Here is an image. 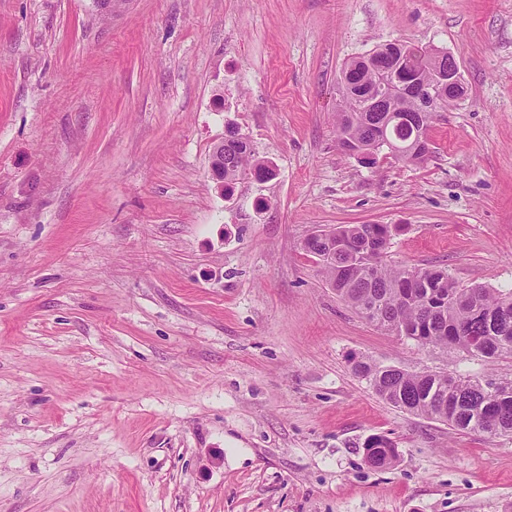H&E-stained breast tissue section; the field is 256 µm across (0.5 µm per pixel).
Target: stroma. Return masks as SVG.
<instances>
[{
  "instance_id": "stroma-1",
  "label": "stroma",
  "mask_w": 512,
  "mask_h": 512,
  "mask_svg": "<svg viewBox=\"0 0 512 512\" xmlns=\"http://www.w3.org/2000/svg\"><path fill=\"white\" fill-rule=\"evenodd\" d=\"M452 54L429 158L336 143L347 60ZM233 126L272 177L219 192ZM512 291V0H0V512H512V436L352 370L512 378L377 329L302 242ZM390 439L394 464L365 461ZM362 448H364L366 462L374 467H382L396 458L393 444L383 436L368 438Z\"/></svg>"
}]
</instances>
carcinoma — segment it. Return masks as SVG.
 I'll use <instances>...</instances> for the list:
<instances>
[{
	"label": "carcinoma",
	"mask_w": 512,
	"mask_h": 512,
	"mask_svg": "<svg viewBox=\"0 0 512 512\" xmlns=\"http://www.w3.org/2000/svg\"><path fill=\"white\" fill-rule=\"evenodd\" d=\"M419 68L417 78L432 81L428 50L409 47ZM392 80L403 81L408 69L394 66L387 55L377 69H351L345 64L347 93L336 112L337 144L344 154L356 150L375 153L383 147L407 153L408 163H420L430 153L428 130L434 113H419L412 96L359 109L356 95L368 92L379 80L380 70ZM271 173L258 159L247 139L232 131L224 140V185L251 174L264 178ZM401 231L397 224H340L333 237L310 234L303 243L318 259L322 273L336 293L369 322L422 347L437 348L448 356L469 354L487 359L512 357V292L503 294L474 285L462 288L448 271L431 267L407 269L387 264L383 255L391 239ZM342 244L336 260L324 259L331 243ZM369 251L373 263L356 264L351 253ZM356 375L388 404L415 415L448 424L465 433L512 434V380L498 382L448 373L407 372L361 358L353 362ZM366 462L382 467L396 458L393 444L383 436L363 443Z\"/></svg>",
	"instance_id": "obj_1"
}]
</instances>
